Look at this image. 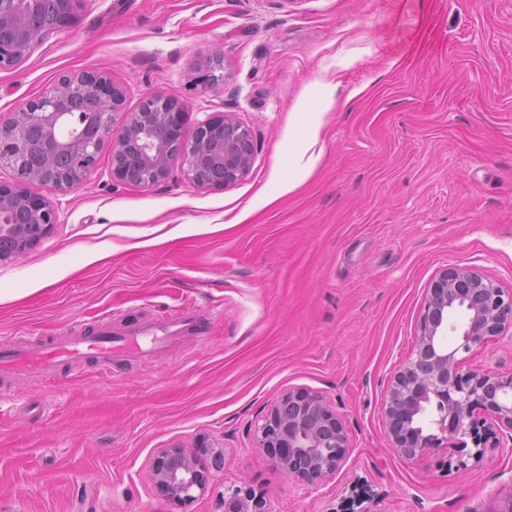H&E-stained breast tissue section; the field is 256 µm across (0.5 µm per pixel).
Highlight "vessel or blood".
<instances>
[{"label": "vessel or blood", "mask_w": 512, "mask_h": 512, "mask_svg": "<svg viewBox=\"0 0 512 512\" xmlns=\"http://www.w3.org/2000/svg\"><path fill=\"white\" fill-rule=\"evenodd\" d=\"M201 333L200 316L193 305L184 306L160 320L140 323L124 332H113L111 323L104 321L93 325L90 334L60 339L45 348L0 351V375L22 371L47 383L63 361H79L92 354L108 358L116 352L149 356L184 336Z\"/></svg>", "instance_id": "obj_1"}]
</instances>
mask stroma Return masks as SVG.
I'll return each mask as SVG.
<instances>
[{
    "mask_svg": "<svg viewBox=\"0 0 512 512\" xmlns=\"http://www.w3.org/2000/svg\"><path fill=\"white\" fill-rule=\"evenodd\" d=\"M85 0L72 27L0 69V118L68 72L104 71L125 107L160 94L250 130L249 173L203 190L174 165L153 187L84 182L41 193L45 238L0 263V347L48 346L111 314L114 330L195 303L204 334L151 357L64 362L51 384L0 378V512H218L228 488L270 512H486L512 488V447L390 448L382 407L426 290L449 266L512 289V0ZM338 86L320 157L278 186L311 121L304 94ZM274 204H266V197ZM104 261H93L96 253ZM322 392L350 451L316 489L275 469L253 434L288 389ZM224 442L208 492L166 500L158 449Z\"/></svg>",
    "mask_w": 512,
    "mask_h": 512,
    "instance_id": "obj_1",
    "label": "stroma"
}]
</instances>
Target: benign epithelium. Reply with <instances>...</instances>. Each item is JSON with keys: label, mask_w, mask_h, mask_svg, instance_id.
I'll return each instance as SVG.
<instances>
[{"label": "benign epithelium", "mask_w": 512, "mask_h": 512, "mask_svg": "<svg viewBox=\"0 0 512 512\" xmlns=\"http://www.w3.org/2000/svg\"><path fill=\"white\" fill-rule=\"evenodd\" d=\"M83 0H0V69L29 57L50 34L74 22ZM126 88L104 73L62 76L41 97L0 121V165L14 172L0 182V261L23 256L46 237L56 216L39 190L79 186L104 146L112 152V180L152 187L181 162L202 188L236 184L250 171L255 145L233 112L198 121L192 140L182 135L187 105L162 96L124 109ZM30 159L14 163L16 153ZM512 329V290L474 267L451 266L430 282L418 321L415 344L391 378L383 404L390 447L412 460L455 441L464 452L477 447L475 412L509 430L512 441V373L461 370L459 354L471 355ZM257 448L274 450L272 465L308 486L336 474L350 444L343 419L319 391L290 389L269 406L254 430ZM219 444L162 448L150 465L152 483L169 500L185 502L203 494L211 470L222 465ZM212 455L211 462L204 456ZM224 512H268L263 495L237 487L224 497Z\"/></svg>", "instance_id": "obj_1"}]
</instances>
